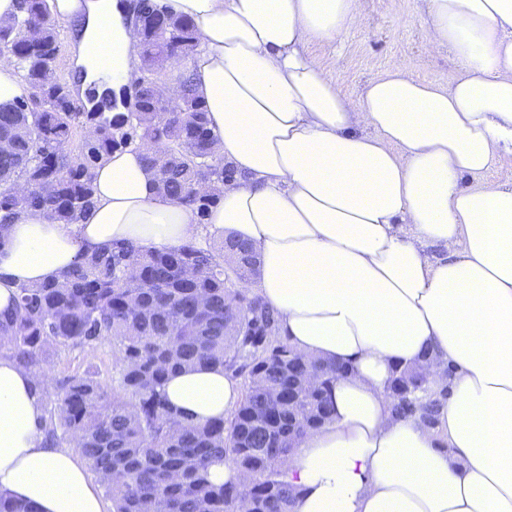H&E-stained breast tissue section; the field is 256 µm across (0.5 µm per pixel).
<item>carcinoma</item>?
I'll return each mask as SVG.
<instances>
[{"label":"carcinoma","instance_id":"obj_1","mask_svg":"<svg viewBox=\"0 0 512 512\" xmlns=\"http://www.w3.org/2000/svg\"><path fill=\"white\" fill-rule=\"evenodd\" d=\"M138 7L149 25L140 43L147 71L169 70L195 52L201 33L192 20L156 0H138ZM4 50L32 93L0 107L1 212L44 209L60 224H77L93 202L91 169L113 150L133 147L145 151L158 193L205 221L234 170L212 151L190 69L176 68L184 88L176 108L144 80L139 112H78L54 68L61 41L51 0H19V14L0 25ZM203 180L211 193L193 194ZM256 270L252 248L231 237L149 253L128 243L80 255L61 282L20 287L15 310L0 316V350L47 373L51 347L89 353L112 344V382L57 380L46 393L45 425L53 446L76 440L112 512H291L297 490L288 457L308 430L330 420L333 388L348 367L284 341L277 312L250 288ZM198 366L241 381L242 400L227 419L198 425L168 403V375ZM314 376L317 390L288 403L300 381ZM448 389L399 363L388 386L391 412L433 427ZM226 460L243 476L240 485L210 481V467Z\"/></svg>","mask_w":512,"mask_h":512}]
</instances>
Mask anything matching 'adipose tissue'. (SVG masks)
<instances>
[{
	"instance_id": "1",
	"label": "adipose tissue",
	"mask_w": 512,
	"mask_h": 512,
	"mask_svg": "<svg viewBox=\"0 0 512 512\" xmlns=\"http://www.w3.org/2000/svg\"><path fill=\"white\" fill-rule=\"evenodd\" d=\"M422 3L428 47L459 63L450 85L397 60L352 98L308 46L340 40L358 0H162L201 32L196 92L236 170L221 199L199 219L158 195L143 151L118 150L93 169L80 223L30 210L0 227V313L85 252L179 247L205 223L250 243L283 339L350 367L332 420L288 459L293 512H512V184L483 178L512 154V0ZM53 14L84 83L107 60L120 89L138 41L125 5L54 0ZM400 362L451 379L435 427L392 416ZM49 383L0 356V492L35 512H107L80 457L46 441ZM164 391L199 422L242 396L219 368L171 373Z\"/></svg>"
}]
</instances>
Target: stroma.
<instances>
[{
    "label": "stroma",
    "instance_id": "1",
    "mask_svg": "<svg viewBox=\"0 0 512 512\" xmlns=\"http://www.w3.org/2000/svg\"><path fill=\"white\" fill-rule=\"evenodd\" d=\"M359 10L358 22L340 43L315 42L308 47L344 93L357 96L398 58L409 61L416 78L442 85L452 79L457 70L452 54L426 46L421 0H359ZM47 358L61 376L89 371L104 380L112 373V346L107 342L89 356L52 349Z\"/></svg>",
    "mask_w": 512,
    "mask_h": 512
}]
</instances>
